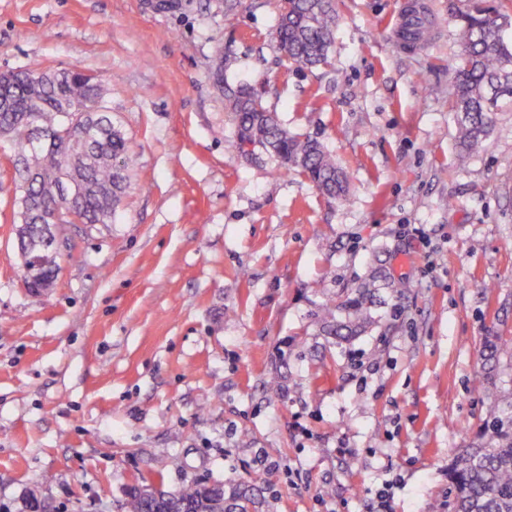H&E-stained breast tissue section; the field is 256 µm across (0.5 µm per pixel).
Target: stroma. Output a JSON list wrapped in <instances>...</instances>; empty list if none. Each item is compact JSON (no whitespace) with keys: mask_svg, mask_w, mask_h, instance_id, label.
Here are the masks:
<instances>
[{"mask_svg":"<svg viewBox=\"0 0 512 512\" xmlns=\"http://www.w3.org/2000/svg\"><path fill=\"white\" fill-rule=\"evenodd\" d=\"M408 2L336 0L307 68L274 38L280 0H0V72L78 67L130 145L111 223L63 225L81 258L36 295L0 141V512H123L130 485L198 480L257 485L259 512H448L491 411L474 382L512 388L484 350L512 337V114L459 157L471 0H419V48L398 42ZM241 85L336 155L346 199L239 152ZM369 280L372 327L337 342L317 312Z\"/></svg>","mask_w":512,"mask_h":512,"instance_id":"obj_1","label":"stroma"}]
</instances>
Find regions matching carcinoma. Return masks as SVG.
<instances>
[{"mask_svg": "<svg viewBox=\"0 0 512 512\" xmlns=\"http://www.w3.org/2000/svg\"><path fill=\"white\" fill-rule=\"evenodd\" d=\"M335 0H283L275 30L281 51L292 62L315 67L328 60ZM512 12L493 3L460 16L461 54L452 88L460 114L457 138L462 151L483 150L496 132L503 108L512 105ZM107 89L74 68L53 71L30 63L0 77V138L13 146L11 156L18 193L16 238L22 253L44 254L46 266L25 272L34 294L48 289L58 269L48 237L53 224H110L129 183V145L112 126ZM237 127L236 147L250 145L279 159L285 171L307 178L325 197L342 200L346 177L335 156L318 140L292 134L276 113L247 88L231 98ZM44 143L33 149L34 131ZM365 287L356 297L321 307L320 322L340 338L354 336L370 323ZM489 360L512 369V339L488 336ZM494 407L480 435L448 465L455 494L454 512H512V390L478 384ZM260 490L235 481L194 482L165 493L163 504L142 493L127 492L125 512H255Z\"/></svg>", "mask_w": 512, "mask_h": 512, "instance_id": "obj_1", "label": "carcinoma"}]
</instances>
